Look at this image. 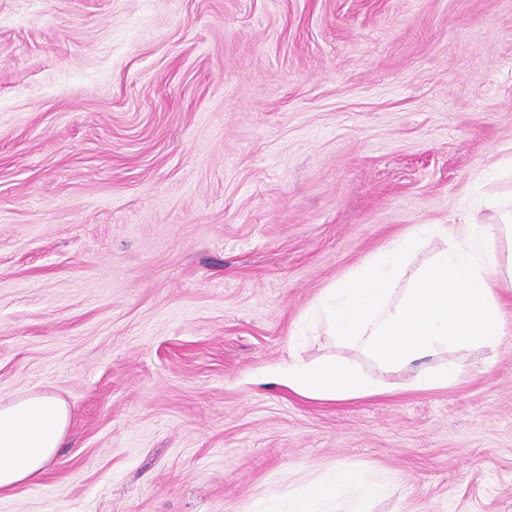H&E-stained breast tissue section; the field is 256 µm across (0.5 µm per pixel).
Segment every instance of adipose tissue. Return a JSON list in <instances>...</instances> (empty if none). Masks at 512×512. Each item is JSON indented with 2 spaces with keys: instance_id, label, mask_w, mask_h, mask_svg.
I'll use <instances>...</instances> for the list:
<instances>
[{
  "instance_id": "1",
  "label": "adipose tissue",
  "mask_w": 512,
  "mask_h": 512,
  "mask_svg": "<svg viewBox=\"0 0 512 512\" xmlns=\"http://www.w3.org/2000/svg\"><path fill=\"white\" fill-rule=\"evenodd\" d=\"M498 224H419L354 272L325 288L307 312L312 328L342 343L362 345L380 380L327 357L292 361L288 385L314 399L347 400L395 391L392 377L408 373L407 387L459 385L454 367H432L450 348H495L507 329L504 288H512V202L499 205ZM444 245L416 270L408 264L422 242ZM71 423L67 404L50 394L0 400V495L27 485L64 444Z\"/></svg>"
}]
</instances>
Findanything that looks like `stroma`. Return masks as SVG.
<instances>
[{
    "label": "stroma",
    "mask_w": 512,
    "mask_h": 512,
    "mask_svg": "<svg viewBox=\"0 0 512 512\" xmlns=\"http://www.w3.org/2000/svg\"><path fill=\"white\" fill-rule=\"evenodd\" d=\"M510 163L512 0H0V399L72 413L0 512H512V335L443 390L281 381L324 288L494 223Z\"/></svg>",
    "instance_id": "35a3bbf8"
}]
</instances>
